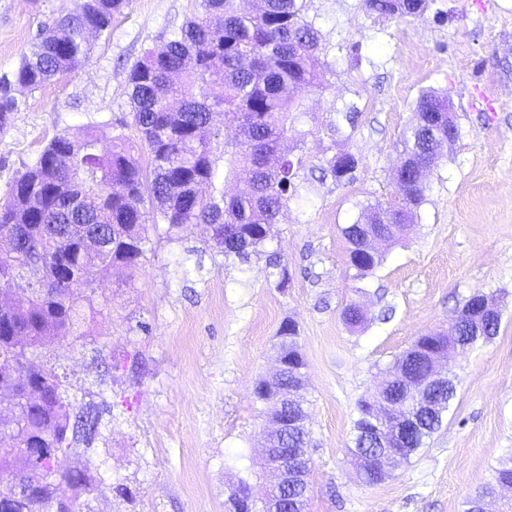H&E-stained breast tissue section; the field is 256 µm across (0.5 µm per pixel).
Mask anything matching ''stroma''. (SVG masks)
I'll return each mask as SVG.
<instances>
[{
	"label": "stroma",
	"instance_id": "stroma-1",
	"mask_svg": "<svg viewBox=\"0 0 512 512\" xmlns=\"http://www.w3.org/2000/svg\"><path fill=\"white\" fill-rule=\"evenodd\" d=\"M78 0H0V76L14 71L43 26ZM195 0H130L90 35L89 61L35 89L0 133V197L59 132L128 112L127 71ZM322 34V88L303 90L311 117L293 200L247 262L225 258L207 225L152 234L142 268L119 279L91 269L95 312L84 337L57 339L48 365L74 404L102 411L100 433L60 457L64 470L104 474L94 512H228L233 458L260 455L266 416L253 390L276 366L277 332L298 329L305 361L307 512H462L490 466L512 449V0H433L417 18L366 14L362 0H306ZM447 93L459 134L427 175L412 232L357 278L340 229L363 206L394 200L392 170L422 91ZM357 109L353 127L338 110ZM355 178H322L333 156ZM495 299L498 335L444 370L456 397L426 448L376 485L349 464L357 401L417 336L447 326L473 294ZM367 314L342 319L346 304ZM127 485L132 499L116 495Z\"/></svg>",
	"mask_w": 512,
	"mask_h": 512
}]
</instances>
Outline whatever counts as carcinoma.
Returning a JSON list of instances; mask_svg holds the SVG:
<instances>
[{
    "label": "carcinoma",
    "instance_id": "carcinoma-1",
    "mask_svg": "<svg viewBox=\"0 0 512 512\" xmlns=\"http://www.w3.org/2000/svg\"><path fill=\"white\" fill-rule=\"evenodd\" d=\"M252 12L239 0H196L186 22L162 45L145 51L127 74L129 118L112 126L108 135L95 126L79 140L66 133L53 136L35 161L14 180L0 199V396L17 390L11 379L13 364L27 366L40 401L14 404L16 420L2 427L0 475L22 486L41 481L37 501H23L15 512H58L53 486L71 490L66 512H92L90 502L101 492L103 479L84 472L63 471L59 456L76 441H89L99 432L100 412L86 404L74 407L65 377L42 359V349L78 330L92 305L93 283L73 281L70 272L100 267L131 279L139 270L150 243L149 230L166 226L170 234L189 224H207L211 239L224 257L248 261L252 252L272 237L280 211L294 196V179L301 161L282 153L290 139H301L296 128L308 108L298 92L319 88L320 34L305 14V0H262ZM429 0H363L367 13L402 18L419 17ZM129 0H84L81 10L42 28L11 76L0 77V133L11 127L19 102V86L37 89L56 76L89 60L88 34L109 28L113 15ZM415 113L448 111V95L434 90L420 94ZM224 117V154L229 156L224 179L248 174L231 197L217 178L211 141L206 133ZM136 132L144 144L147 163L122 133ZM441 138L427 125L414 122L402 141L405 167L393 180L400 196L389 207L385 224L366 225L365 215L341 228L349 245L351 265L362 277L381 266L383 252L369 257L364 239L372 234L394 244L411 231L424 201L426 172L443 155ZM23 231L19 242L12 228ZM39 268L34 284L25 280L29 266ZM501 318H491L484 332L466 345L461 321L433 336L421 335L385 370L381 385L386 399L403 404L412 424L406 447L417 455L441 428L456 397L454 377L445 375L432 396H408V381L426 373L429 354L464 353L490 342ZM288 369L276 382L277 392L255 394L265 410L276 408V393L288 392L294 371L303 358L288 343ZM377 421L364 399L356 404L353 447L349 449L359 478L379 484L393 468H375L379 451ZM46 452L37 460L20 448L32 439ZM308 427L288 431L283 456L298 482L308 481L311 461ZM490 481L468 496L463 512H483L485 498L496 493L505 476L512 477V453L490 467Z\"/></svg>",
    "mask_w": 512,
    "mask_h": 512
}]
</instances>
